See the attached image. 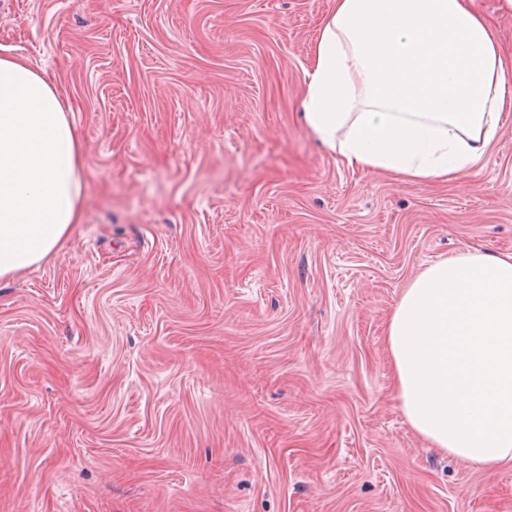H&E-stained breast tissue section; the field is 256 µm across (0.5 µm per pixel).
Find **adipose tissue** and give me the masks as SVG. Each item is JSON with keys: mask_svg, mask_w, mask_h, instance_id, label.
<instances>
[{"mask_svg": "<svg viewBox=\"0 0 512 512\" xmlns=\"http://www.w3.org/2000/svg\"><path fill=\"white\" fill-rule=\"evenodd\" d=\"M305 124L346 164L402 180L468 177L512 110V66L470 0H336L306 72ZM81 146L56 86L0 57V279L83 221ZM411 428L512 467V255L465 251L403 288L387 325Z\"/></svg>", "mask_w": 512, "mask_h": 512, "instance_id": "ef3b65f1", "label": "adipose tissue"}]
</instances>
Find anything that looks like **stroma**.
I'll list each match as a JSON object with an SVG mask.
<instances>
[{"label": "stroma", "mask_w": 512, "mask_h": 512, "mask_svg": "<svg viewBox=\"0 0 512 512\" xmlns=\"http://www.w3.org/2000/svg\"><path fill=\"white\" fill-rule=\"evenodd\" d=\"M334 0H0L57 87L84 217L0 280V512H512L396 395L402 288L512 254V112L467 184L305 126Z\"/></svg>", "instance_id": "35a3bbf8"}]
</instances>
